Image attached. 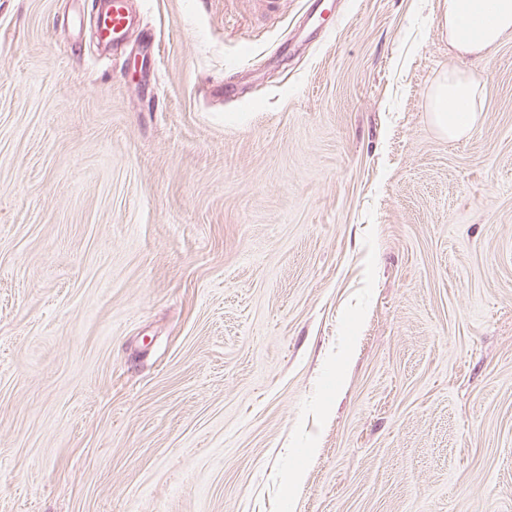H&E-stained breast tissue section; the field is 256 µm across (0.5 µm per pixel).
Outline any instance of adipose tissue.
Instances as JSON below:
<instances>
[{
	"label": "adipose tissue",
	"instance_id": "obj_1",
	"mask_svg": "<svg viewBox=\"0 0 512 512\" xmlns=\"http://www.w3.org/2000/svg\"><path fill=\"white\" fill-rule=\"evenodd\" d=\"M448 44L460 54H481L512 36V0H445ZM479 83L469 73L449 68L435 83L429 102L438 129L458 138L480 122Z\"/></svg>",
	"mask_w": 512,
	"mask_h": 512
}]
</instances>
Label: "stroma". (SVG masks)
<instances>
[{"label":"stroma","instance_id":"obj_1","mask_svg":"<svg viewBox=\"0 0 512 512\" xmlns=\"http://www.w3.org/2000/svg\"><path fill=\"white\" fill-rule=\"evenodd\" d=\"M96 2L0 0V512H512V38ZM111 6L98 16L99 29L106 42L112 44L121 39L132 25L133 19L126 11L125 0H110ZM479 82L470 73L448 67L435 83L429 102L432 119L448 138L471 132L480 123Z\"/></svg>","mask_w":512,"mask_h":512}]
</instances>
